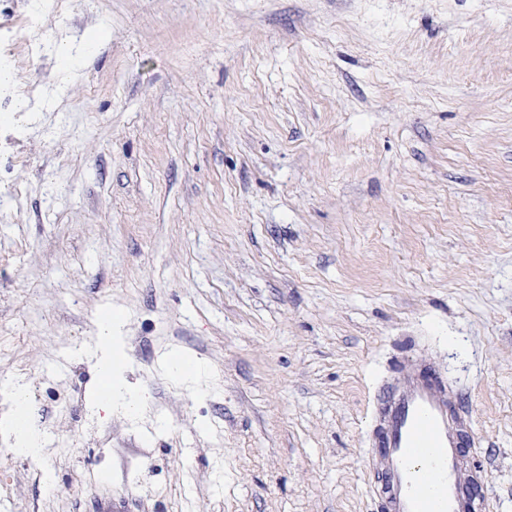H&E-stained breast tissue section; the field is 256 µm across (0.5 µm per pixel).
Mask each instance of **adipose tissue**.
I'll list each match as a JSON object with an SVG mask.
<instances>
[{"mask_svg":"<svg viewBox=\"0 0 512 512\" xmlns=\"http://www.w3.org/2000/svg\"><path fill=\"white\" fill-rule=\"evenodd\" d=\"M121 325L122 322L119 316L107 315L99 328L95 346L84 352L85 357L93 361L100 373L111 375L114 378L112 390L108 397L92 398L91 406L97 412L135 414L143 410L146 404L144 393L115 374L114 356L120 342L118 333Z\"/></svg>","mask_w":512,"mask_h":512,"instance_id":"obj_1","label":"adipose tissue"}]
</instances>
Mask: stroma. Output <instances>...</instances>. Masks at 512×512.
Returning <instances> with one entry per match:
<instances>
[{"label": "stroma", "mask_w": 512, "mask_h": 512, "mask_svg": "<svg viewBox=\"0 0 512 512\" xmlns=\"http://www.w3.org/2000/svg\"><path fill=\"white\" fill-rule=\"evenodd\" d=\"M51 39L0 132V381L46 436L0 512H381L373 403L425 360L512 512V0H72ZM107 308L133 418L89 405Z\"/></svg>", "instance_id": "35a3bbf8"}]
</instances>
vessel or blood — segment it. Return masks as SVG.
<instances>
[{
  "mask_svg": "<svg viewBox=\"0 0 512 512\" xmlns=\"http://www.w3.org/2000/svg\"><path fill=\"white\" fill-rule=\"evenodd\" d=\"M454 386L427 364L404 371L377 398L370 451L384 512H489L466 458L467 418Z\"/></svg>",
  "mask_w": 512,
  "mask_h": 512,
  "instance_id": "obj_1",
  "label": "vessel or blood"
}]
</instances>
